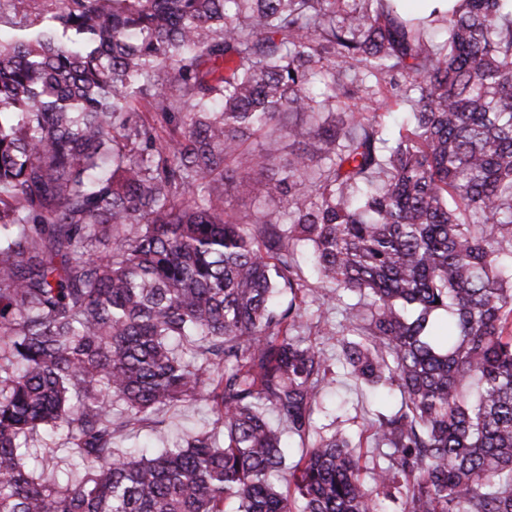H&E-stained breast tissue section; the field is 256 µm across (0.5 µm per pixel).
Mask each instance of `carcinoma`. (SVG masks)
<instances>
[{"label": "carcinoma", "instance_id": "1", "mask_svg": "<svg viewBox=\"0 0 512 512\" xmlns=\"http://www.w3.org/2000/svg\"><path fill=\"white\" fill-rule=\"evenodd\" d=\"M411 106L380 121L369 79ZM362 101L339 121L322 116ZM149 107L152 119L141 106ZM313 142L264 174L289 114ZM266 138L265 153L247 146ZM241 180L282 210L224 205ZM311 246L355 383L400 395L365 444L320 435ZM512 0H0V512H512ZM446 312L454 332L430 339ZM201 400L210 431L132 456ZM63 433L68 476L29 465ZM403 17L414 19L427 17L433 10L445 12L452 10L460 0H399ZM158 419L164 420L165 441L156 438L153 432L152 422L146 421L135 428L123 429L119 427L120 420L114 417L116 432V442L119 445H134L146 439H149L156 445V448H164L165 445H171L190 432L198 430H215L212 425V418L202 404L193 402L179 403L172 407H165L159 410ZM216 433L222 443L224 441V429L217 427Z\"/></svg>", "mask_w": 512, "mask_h": 512}]
</instances>
